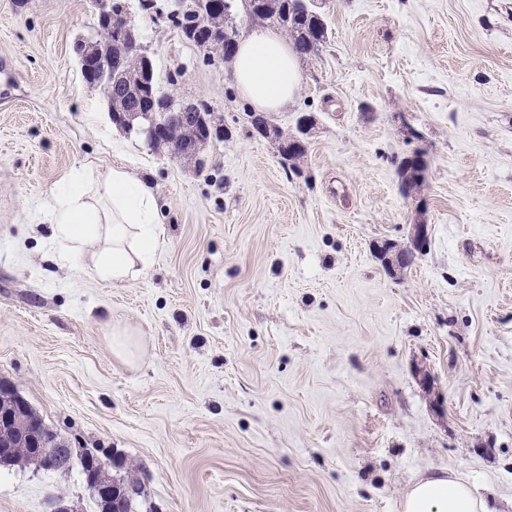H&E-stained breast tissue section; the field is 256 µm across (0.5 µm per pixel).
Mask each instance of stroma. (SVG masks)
I'll use <instances>...</instances> for the list:
<instances>
[{
  "label": "stroma",
  "instance_id": "35a3bbf8",
  "mask_svg": "<svg viewBox=\"0 0 512 512\" xmlns=\"http://www.w3.org/2000/svg\"><path fill=\"white\" fill-rule=\"evenodd\" d=\"M129 0L177 94L224 119L193 171L115 126L74 43L93 0H0V380L76 448L124 461L137 512H402L452 471L512 512V0H322L327 37L251 134L230 60ZM423 153L409 196L396 163ZM150 182L162 243L110 286L48 262L70 174ZM385 268L379 246L411 248ZM138 342L133 361L114 328ZM428 374L422 385L420 374ZM94 512L80 466L0 468V512Z\"/></svg>",
  "mask_w": 512,
  "mask_h": 512
}]
</instances>
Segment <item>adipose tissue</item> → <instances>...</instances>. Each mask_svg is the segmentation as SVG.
Here are the masks:
<instances>
[{"mask_svg": "<svg viewBox=\"0 0 512 512\" xmlns=\"http://www.w3.org/2000/svg\"><path fill=\"white\" fill-rule=\"evenodd\" d=\"M232 79L259 112H281L300 88L297 52L279 32L257 29L241 39ZM52 259L91 253V272L112 285L139 274L156 246L160 208L149 183L123 169L75 174L49 212ZM403 512H495L490 498L473 494L454 473L432 474L404 495Z\"/></svg>", "mask_w": 512, "mask_h": 512, "instance_id": "adipose-tissue-1", "label": "adipose tissue"}]
</instances>
